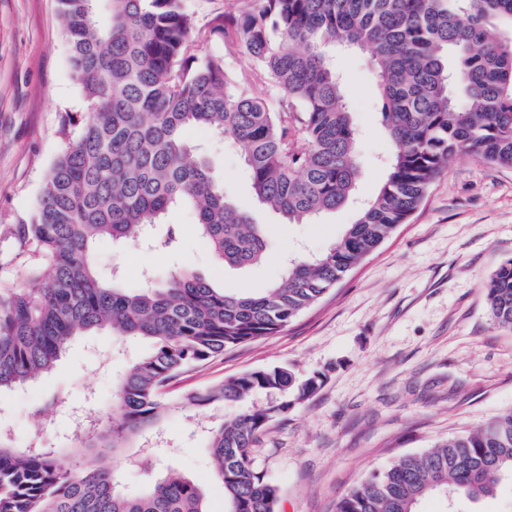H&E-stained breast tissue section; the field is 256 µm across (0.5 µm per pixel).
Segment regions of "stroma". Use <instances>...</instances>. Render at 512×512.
I'll use <instances>...</instances> for the list:
<instances>
[{
    "label": "stroma",
    "instance_id": "1",
    "mask_svg": "<svg viewBox=\"0 0 512 512\" xmlns=\"http://www.w3.org/2000/svg\"><path fill=\"white\" fill-rule=\"evenodd\" d=\"M57 0H0V282H21L29 257L12 229L27 223L63 141L66 114L84 110L67 65ZM345 103L359 144L358 201L374 197L386 178L392 143L374 109L377 86L369 52L340 50ZM188 137L206 143L224 191L266 227L268 256L243 270L221 268L198 236L194 213L171 208L153 235L176 230L169 253L100 241L103 274L120 268L122 284L141 287L143 271L163 279L174 265L226 288L259 292L278 282L295 249L325 251L357 219L356 203L318 220L290 224L253 198L238 153L203 129ZM512 259V169L461 158L449 163L420 207L376 251L349 271L314 307L280 333L225 351L181 375L171 397L273 366L297 376L316 372L319 391L273 421L251 451L255 466L278 491L279 512H337L352 487L406 454L421 453L512 410V331L496 328L484 285ZM147 343L108 333L75 340L40 383L0 396V424L17 444L43 435L67 447L73 430L57 416L47 430L37 410L57 393L74 407L95 401L113 409L118 376L148 353ZM252 394L235 404L177 410L160 425L168 444L154 473L129 466L119 476L130 494L173 468L203 488L209 512H225L224 489L212 470L206 428L232 413L265 406Z\"/></svg>",
    "mask_w": 512,
    "mask_h": 512
}]
</instances>
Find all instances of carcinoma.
<instances>
[{
	"label": "carcinoma",
	"instance_id": "1",
	"mask_svg": "<svg viewBox=\"0 0 512 512\" xmlns=\"http://www.w3.org/2000/svg\"><path fill=\"white\" fill-rule=\"evenodd\" d=\"M58 0L68 67L83 94L81 126L54 161L37 207L15 232L35 260L24 280L0 286V392L37 383L76 336L108 331L152 350L122 373L114 425L96 424L71 448L16 444L0 427V512H208L201 487L168 472L141 495L118 488L125 464L149 465L160 448L126 454L156 434L175 408L236 402L253 392L267 406L230 415L209 431L213 471L227 512H277L275 486L251 448L270 422L321 387L286 367L250 371L189 391L168 387L224 350L272 336L316 304L407 222L455 157L512 168V0H237L200 23L187 0ZM220 40L249 72L222 53ZM372 54L381 116L394 151L376 197L327 251L288 259L280 282L252 294L219 288L182 267L138 289L103 278L94 247L147 236L173 206L196 216L202 239L230 269L266 256L262 225L224 193L202 149V128L229 141L258 202L290 223L313 221L354 195L358 154L336 49ZM493 325L512 331V260L486 283ZM512 476V410L483 427L400 457L346 493L337 512H418L431 495L472 499Z\"/></svg>",
	"mask_w": 512,
	"mask_h": 512
}]
</instances>
